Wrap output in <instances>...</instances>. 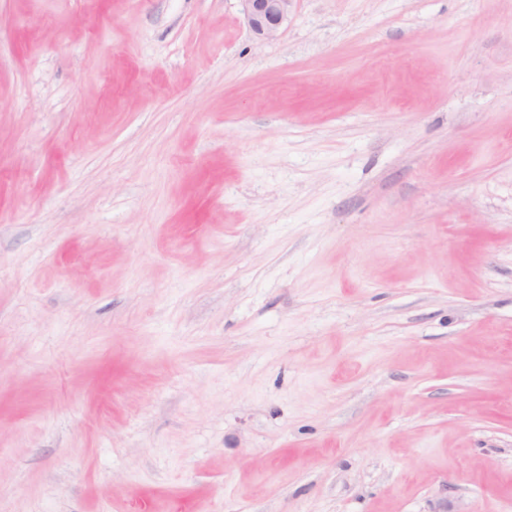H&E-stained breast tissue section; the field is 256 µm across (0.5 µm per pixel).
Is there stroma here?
Segmentation results:
<instances>
[{"instance_id":"stroma-1","label":"stroma","mask_w":512,"mask_h":512,"mask_svg":"<svg viewBox=\"0 0 512 512\" xmlns=\"http://www.w3.org/2000/svg\"><path fill=\"white\" fill-rule=\"evenodd\" d=\"M0 512H512V0H0ZM250 30L260 40H276L288 25L296 0H241Z\"/></svg>"}]
</instances>
